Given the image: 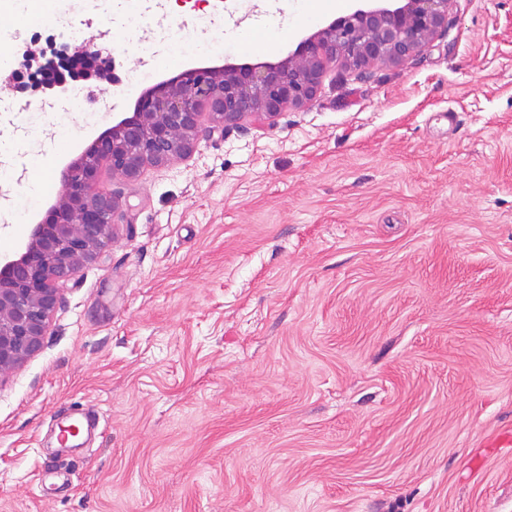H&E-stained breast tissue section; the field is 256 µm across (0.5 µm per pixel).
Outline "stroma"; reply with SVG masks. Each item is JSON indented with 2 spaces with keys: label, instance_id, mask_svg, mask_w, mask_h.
<instances>
[{
  "label": "stroma",
  "instance_id": "35a3bbf8",
  "mask_svg": "<svg viewBox=\"0 0 512 512\" xmlns=\"http://www.w3.org/2000/svg\"><path fill=\"white\" fill-rule=\"evenodd\" d=\"M307 2L310 23L254 13L243 48L212 0H170L179 36L146 72L157 37L129 0L37 30L0 14L20 51L96 41L108 62L91 122L62 89L0 90V133L44 147L0 256L148 88L279 62L358 6ZM101 180L123 213L111 245L0 379V512H512V0H452L447 35L406 63L335 62L270 124ZM88 406L97 432L60 446Z\"/></svg>",
  "mask_w": 512,
  "mask_h": 512
}]
</instances>
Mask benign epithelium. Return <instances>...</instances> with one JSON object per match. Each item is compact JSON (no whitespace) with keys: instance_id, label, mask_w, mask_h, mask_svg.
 <instances>
[{"instance_id":"7a95c632","label":"benign epithelium","mask_w":512,"mask_h":512,"mask_svg":"<svg viewBox=\"0 0 512 512\" xmlns=\"http://www.w3.org/2000/svg\"><path fill=\"white\" fill-rule=\"evenodd\" d=\"M451 0H402L395 8L357 9L300 41L276 64L226 65L183 73L181 83L159 84L139 101L138 112L112 126V137L62 174L64 194L24 249L0 258V376L39 351L50 319L63 303L78 268L98 259L112 240L119 210L116 193L100 186L102 164L112 176L135 177L190 155L194 141L263 122L316 95L328 64L341 60L366 73L376 63L401 64L448 32ZM72 68L95 59L87 44L55 54ZM210 105L211 120H200Z\"/></svg>"}]
</instances>
